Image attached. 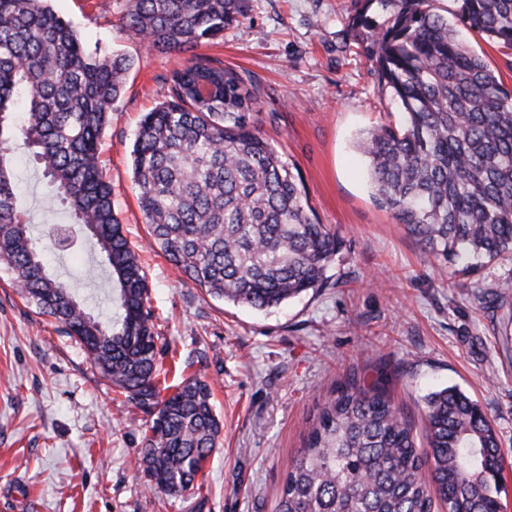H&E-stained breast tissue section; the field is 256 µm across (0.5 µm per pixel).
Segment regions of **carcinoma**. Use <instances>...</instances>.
<instances>
[{
	"instance_id": "obj_1",
	"label": "carcinoma",
	"mask_w": 512,
	"mask_h": 512,
	"mask_svg": "<svg viewBox=\"0 0 512 512\" xmlns=\"http://www.w3.org/2000/svg\"><path fill=\"white\" fill-rule=\"evenodd\" d=\"M374 2L383 19L359 13L349 27L402 118L358 135L372 197L426 255L474 274L512 255V91L459 39L457 24L512 51V0H455L452 22L437 0H365ZM248 8V0H126L119 28L155 53L192 54L167 78L169 99L144 114L133 144V182L153 242L212 297L268 311L328 287L339 242L255 125L260 90L195 53ZM134 66L124 52L89 46L51 0H0V142L22 137L52 198L68 208L72 223L49 232L56 250L71 249L78 227L95 241L116 315L100 319L47 271L21 220L8 149L0 151V266L103 379L151 415L136 462L150 490L176 497L198 488L223 423L198 377L163 394L149 284L99 162ZM424 401L426 450L383 387L342 383L314 414L275 512H500L502 448L492 420L455 386Z\"/></svg>"
}]
</instances>
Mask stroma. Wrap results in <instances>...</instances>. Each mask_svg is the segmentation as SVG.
<instances>
[{"instance_id": "1", "label": "stroma", "mask_w": 512, "mask_h": 512, "mask_svg": "<svg viewBox=\"0 0 512 512\" xmlns=\"http://www.w3.org/2000/svg\"><path fill=\"white\" fill-rule=\"evenodd\" d=\"M363 4L250 0L246 17L199 49L261 86L258 128L340 242L328 288L261 313L181 278L151 245L137 204L130 162L137 126L167 98L166 79L187 55L154 53L121 33L125 0H53L87 42L136 59L101 158L177 364L167 383L207 381L224 430L198 477L200 492H149L135 464L147 414L107 386L80 346L0 269V512H274L313 414L352 375L383 385L417 426L431 390L456 386L477 401L502 443L503 512H512V334L505 332L512 295L500 299L487 288L512 277V258L455 273L426 258L405 225L375 204L354 136L401 114L350 33ZM11 149L22 209L33 235L43 237L70 215L49 199L23 140ZM44 255L93 313L112 317L106 272L89 240L70 253L45 247Z\"/></svg>"}]
</instances>
